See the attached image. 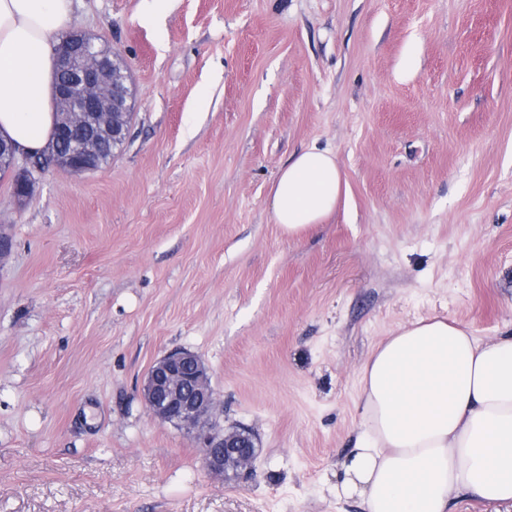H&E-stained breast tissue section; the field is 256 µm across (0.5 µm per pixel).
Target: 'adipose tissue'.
<instances>
[{
    "instance_id": "adipose-tissue-1",
    "label": "adipose tissue",
    "mask_w": 512,
    "mask_h": 512,
    "mask_svg": "<svg viewBox=\"0 0 512 512\" xmlns=\"http://www.w3.org/2000/svg\"><path fill=\"white\" fill-rule=\"evenodd\" d=\"M72 14L73 0H0V136L23 152L51 139L54 40ZM346 192L334 152L295 153L273 183L274 220L300 236ZM360 391L338 495L365 512H451L461 493L512 504V335L485 342L442 319L399 327L364 364Z\"/></svg>"
}]
</instances>
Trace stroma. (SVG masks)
Segmentation results:
<instances>
[{"label": "stroma", "mask_w": 512, "mask_h": 512, "mask_svg": "<svg viewBox=\"0 0 512 512\" xmlns=\"http://www.w3.org/2000/svg\"><path fill=\"white\" fill-rule=\"evenodd\" d=\"M124 60L101 169L0 177V512H364L340 499L359 373L429 318L512 333V0H74ZM346 202L301 238L272 186L310 146ZM202 358L252 476L209 474L141 387Z\"/></svg>", "instance_id": "35a3bbf8"}]
</instances>
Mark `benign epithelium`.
Instances as JSON below:
<instances>
[{"label":"benign epithelium","instance_id":"obj_1","mask_svg":"<svg viewBox=\"0 0 512 512\" xmlns=\"http://www.w3.org/2000/svg\"><path fill=\"white\" fill-rule=\"evenodd\" d=\"M56 101L62 112L51 144L54 164L74 174L95 170L94 156L110 143H125L132 111L128 73L118 56L97 47L83 32L62 38L56 48ZM66 152H60L64 145ZM18 154L0 139V174L12 176L13 194L23 201L34 191L35 174L42 171L35 157ZM142 398L153 417L184 430L201 448L205 468L213 475L238 479L252 472L257 457V438L244 426L226 430L217 419V398L202 359L188 350H174L149 368Z\"/></svg>","mask_w":512,"mask_h":512}]
</instances>
